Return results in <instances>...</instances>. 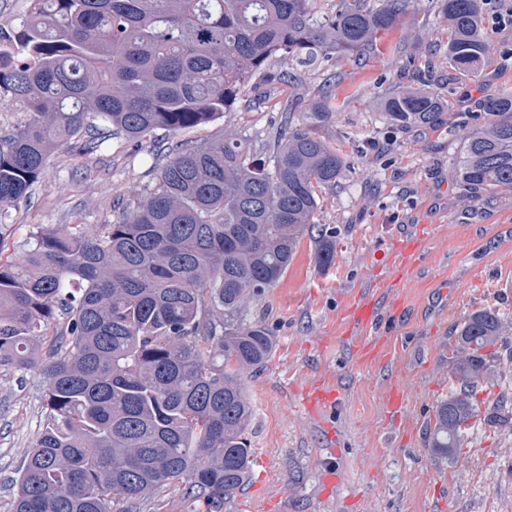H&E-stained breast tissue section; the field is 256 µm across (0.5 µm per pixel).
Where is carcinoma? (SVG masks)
Listing matches in <instances>:
<instances>
[{"instance_id": "carcinoma-1", "label": "carcinoma", "mask_w": 512, "mask_h": 512, "mask_svg": "<svg viewBox=\"0 0 512 512\" xmlns=\"http://www.w3.org/2000/svg\"><path fill=\"white\" fill-rule=\"evenodd\" d=\"M484 0H437L448 65L478 71L490 51ZM411 0H29L0 30V103L24 118L0 138V215L25 199L52 154L81 155L119 135L134 149L160 130L193 129L233 110L276 59L308 67L331 53L367 58ZM330 87L309 121L256 144L237 133L185 141L157 182L111 224L40 227L25 263H0V367L40 368L45 424L27 452L12 512H112L168 483L221 507L253 465L243 375L270 361L275 330L247 318L306 235L333 262L336 236L316 223L321 191L347 160L319 135ZM393 126L436 127L442 99L385 97ZM453 179L512 189V94L493 92L459 125ZM512 320L491 308L458 329L453 387L434 409L430 447L462 446L482 418L476 394L499 376Z\"/></svg>"}]
</instances>
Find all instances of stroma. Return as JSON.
Masks as SVG:
<instances>
[{"instance_id": "obj_1", "label": "stroma", "mask_w": 512, "mask_h": 512, "mask_svg": "<svg viewBox=\"0 0 512 512\" xmlns=\"http://www.w3.org/2000/svg\"><path fill=\"white\" fill-rule=\"evenodd\" d=\"M485 27L491 50L469 77L448 65V24L436 0H415L370 59L334 53L299 73L307 97L341 77L320 133L350 168L317 215L336 232V257L320 265L314 240L303 237L284 276L248 306L251 320L274 327L277 347L245 380L254 465L223 512H512V432L478 420L457 458L430 446L464 317L491 308L512 319V191L475 194L450 175L456 127L488 93H512V0H493ZM295 71L291 62L273 63L272 82L245 91L234 111L186 133H159L140 150L118 137L90 156L58 151L30 197L10 208L0 258L20 262L40 227L115 221L155 182L160 154L183 141L202 145L228 128L265 138L296 91L282 76ZM391 88L436 92L448 105L447 123L394 129L382 115ZM414 237L419 267L398 275L391 258ZM393 277L403 311L383 304L374 329L385 357L359 359L346 335L347 308L374 280ZM319 381L335 389L336 401L315 413L304 394ZM395 385L406 399L397 427L385 413ZM42 391L38 370H0V512L10 510L23 453L44 422ZM127 509L206 512V505L169 484Z\"/></svg>"}]
</instances>
